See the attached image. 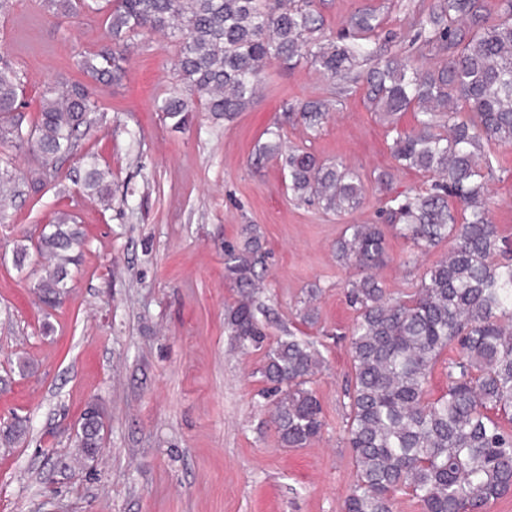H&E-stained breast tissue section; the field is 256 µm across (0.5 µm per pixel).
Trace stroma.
<instances>
[{
	"instance_id": "35a3bbf8",
	"label": "stroma",
	"mask_w": 512,
	"mask_h": 512,
	"mask_svg": "<svg viewBox=\"0 0 512 512\" xmlns=\"http://www.w3.org/2000/svg\"><path fill=\"white\" fill-rule=\"evenodd\" d=\"M436 3L315 0V8L331 38L354 14L373 12L378 34L397 36L383 50L435 69L443 59L417 39L415 23ZM109 41L102 17H55L42 0H15L0 16V52L27 75L31 119L44 86L78 79L74 55ZM175 55L163 33L137 38L121 81L94 87L105 116L80 153L62 164L55 185L0 215V423H30L22 442L0 444V512H344L355 479L345 334L356 319L344 285L357 271L337 262L336 241L347 225L376 223L391 197L429 185L430 175L398 168L389 151L393 130H411L415 114L388 120L362 84L275 62L233 120L198 112L175 129L156 109L178 83ZM313 98L333 102L316 130L294 112ZM274 128L283 150L355 169L361 205L336 214L296 199L280 159L259 154ZM87 153L112 173L111 206L82 187ZM487 184L492 220L512 248V146L496 148ZM60 211L76 217L86 244L67 295L51 309L34 293L39 263L31 256L16 267L13 251L33 246ZM245 224L263 236L258 301L268 335L310 337L323 358L314 388L325 426L303 448L282 447L269 423L263 351L239 349L224 326L238 298L224 277V245L239 242ZM386 250L375 275L392 293L410 292L445 253L438 247L408 265L411 244L392 234ZM312 288L311 325L302 309ZM90 403L104 411L101 452L77 468L71 455Z\"/></svg>"
}]
</instances>
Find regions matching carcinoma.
Instances as JSON below:
<instances>
[{
  "instance_id": "1",
  "label": "carcinoma",
  "mask_w": 512,
  "mask_h": 512,
  "mask_svg": "<svg viewBox=\"0 0 512 512\" xmlns=\"http://www.w3.org/2000/svg\"><path fill=\"white\" fill-rule=\"evenodd\" d=\"M55 14H99L112 43L76 59L85 76L59 91L47 86L40 112L28 121L20 96L24 72L0 55V143L29 152L36 164L23 177L0 158V199L41 193L57 177L61 160L77 147L81 129L104 117L94 84L122 78L130 42L162 31L178 47L175 90L158 111L181 129L200 109L230 120L255 97L273 62L305 63L329 79L345 78L372 62L364 81L367 98L391 117L416 112L410 132H396L389 149L399 166L432 175L430 187L391 198L384 224H350L336 242V256L358 269L347 284L357 316L350 332L352 380L346 436L355 480L345 512H394L397 495L415 499L422 512H486L512 492V249L490 218L486 172L491 149L512 145V0L491 18L479 0H440L421 22L418 36L446 55L436 71L394 55L378 58L371 33L375 15H354L349 34L324 35L313 0H44ZM307 127L322 125L327 100L303 103ZM260 149L288 169L290 189L327 211L357 207L364 184L343 163H323L296 150L282 154L280 133ZM96 161L86 169L84 189L109 201L112 189ZM420 252L448 245L427 268L416 289L395 296L371 270L387 258L385 229ZM242 243L224 247L225 278L238 290L226 309L225 328L236 346L265 349L258 373L270 387V423L286 448H302L322 433L323 413L313 378L322 364L316 343L288 334L266 344L255 293L263 243L255 224L241 231ZM85 245L75 217L56 213L42 230L35 251L43 260L36 290L53 308L66 293L70 266ZM454 344L459 358L448 363V391L430 401L429 376L443 351ZM77 461L101 445L102 413L87 406L81 416ZM25 434L16 420L0 431L11 445Z\"/></svg>"
}]
</instances>
